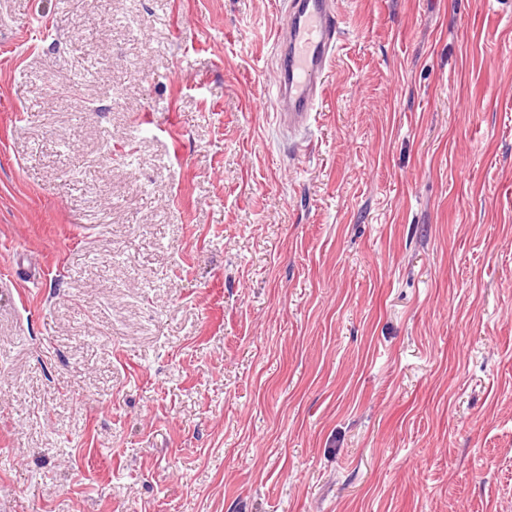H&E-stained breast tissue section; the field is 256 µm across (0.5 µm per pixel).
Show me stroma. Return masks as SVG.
<instances>
[{
	"mask_svg": "<svg viewBox=\"0 0 512 512\" xmlns=\"http://www.w3.org/2000/svg\"><path fill=\"white\" fill-rule=\"evenodd\" d=\"M0 0V512H512V0ZM274 34L278 78L269 105L279 124L305 127L324 96L321 77L341 40L335 0H289Z\"/></svg>",
	"mask_w": 512,
	"mask_h": 512,
	"instance_id": "35a3bbf8",
	"label": "stroma"
}]
</instances>
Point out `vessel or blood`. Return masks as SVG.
Here are the masks:
<instances>
[{
  "label": "vessel or blood",
  "mask_w": 512,
  "mask_h": 512,
  "mask_svg": "<svg viewBox=\"0 0 512 512\" xmlns=\"http://www.w3.org/2000/svg\"><path fill=\"white\" fill-rule=\"evenodd\" d=\"M274 34L278 78L269 105L279 124L304 128L324 96L321 77L341 39L336 0H288Z\"/></svg>",
  "instance_id": "vessel-or-blood-1"
}]
</instances>
